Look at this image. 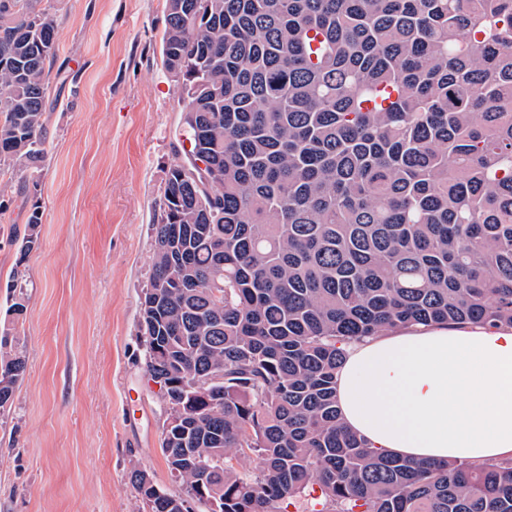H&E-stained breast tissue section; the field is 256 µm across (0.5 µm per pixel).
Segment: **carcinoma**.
<instances>
[{
  "instance_id": "cac0c4a2",
  "label": "carcinoma",
  "mask_w": 512,
  "mask_h": 512,
  "mask_svg": "<svg viewBox=\"0 0 512 512\" xmlns=\"http://www.w3.org/2000/svg\"><path fill=\"white\" fill-rule=\"evenodd\" d=\"M184 129L140 299L172 494L143 512H512V461L343 426L345 346L512 327V0H165ZM57 26L0 0V167L36 169ZM33 206L20 249L38 241ZM26 369L0 332V412ZM259 459L256 470L242 462Z\"/></svg>"
}]
</instances>
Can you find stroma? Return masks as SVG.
Instances as JSON below:
<instances>
[{"mask_svg":"<svg viewBox=\"0 0 512 512\" xmlns=\"http://www.w3.org/2000/svg\"><path fill=\"white\" fill-rule=\"evenodd\" d=\"M57 16L38 169L0 170V328L26 369L0 413V512H142L133 469L177 494L139 302L182 125L164 0H43ZM38 245L20 258L32 210ZM27 306L11 325L8 282Z\"/></svg>","mask_w":512,"mask_h":512,"instance_id":"1","label":"stroma"}]
</instances>
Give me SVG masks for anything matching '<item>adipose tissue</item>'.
I'll return each instance as SVG.
<instances>
[{
  "mask_svg": "<svg viewBox=\"0 0 512 512\" xmlns=\"http://www.w3.org/2000/svg\"><path fill=\"white\" fill-rule=\"evenodd\" d=\"M336 400L377 453L512 460V328L416 325L353 343Z\"/></svg>",
  "mask_w": 512,
  "mask_h": 512,
  "instance_id": "obj_1",
  "label": "adipose tissue"
}]
</instances>
